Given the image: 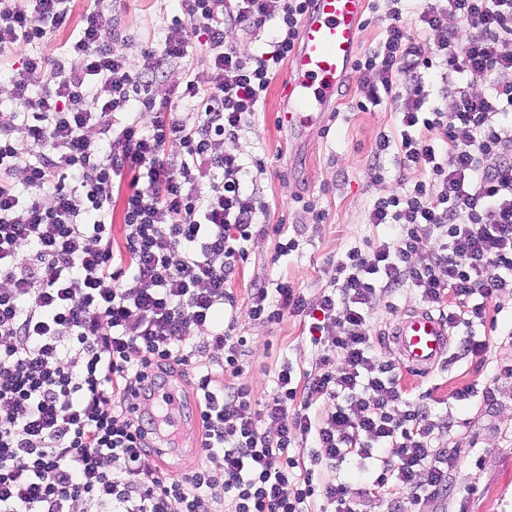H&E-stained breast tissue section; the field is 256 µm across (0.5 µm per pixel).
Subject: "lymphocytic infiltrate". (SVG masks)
Instances as JSON below:
<instances>
[{
	"instance_id": "lymphocytic-infiltrate-1",
	"label": "lymphocytic infiltrate",
	"mask_w": 512,
	"mask_h": 512,
	"mask_svg": "<svg viewBox=\"0 0 512 512\" xmlns=\"http://www.w3.org/2000/svg\"><path fill=\"white\" fill-rule=\"evenodd\" d=\"M180 2L135 72L97 6L49 60L43 48L70 25L72 0H0V57L24 55L16 108L0 113V512H70L86 497L101 512H210L218 497L232 512H312L319 500L360 512L359 499L392 488L419 504L448 482L431 440L449 422L407 398L375 352L370 315L378 294L406 288L462 329L465 353L486 352L475 329L490 298L512 292V0H370L387 25L353 63L368 88L356 107L395 105L396 132L371 162L392 152L418 177L375 200L368 221L387 234L348 248L317 303L284 278L254 284L250 317H312L319 351L312 370L283 363L259 410L248 387L223 381L241 375L249 341L220 313L236 303L228 284L246 242L284 227L258 224L224 139L258 111L312 0ZM268 23L262 54L225 41V26ZM196 42L207 80L156 94L150 74L186 61ZM435 75L455 86L451 110L429 100ZM174 366L193 374L204 451L183 476L155 463L158 416L129 403L147 374ZM350 459L362 463L354 499L345 482L315 476Z\"/></svg>"
}]
</instances>
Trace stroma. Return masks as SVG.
<instances>
[{
    "label": "stroma",
    "mask_w": 512,
    "mask_h": 512,
    "mask_svg": "<svg viewBox=\"0 0 512 512\" xmlns=\"http://www.w3.org/2000/svg\"><path fill=\"white\" fill-rule=\"evenodd\" d=\"M99 5L104 11H116L127 37L116 48L135 70L142 66L144 49L158 40L178 13L176 0H99ZM276 70L261 111L247 120L237 137L224 141L225 151L246 163L247 185L265 204V221L284 224L288 236L298 240L294 251L280 257L277 237H254L247 244V260L240 263L230 284L236 307L224 322L251 340L240 358L239 381L249 386L258 405L268 399L273 373L283 359L308 369L315 365L318 352L301 318L287 315L273 324L249 318L252 285L285 277L308 302H316L327 285L330 261L384 234V226L368 221L375 199L400 180L416 178L391 155L385 158L381 174L371 169V148L381 134L393 132L395 119L391 109L382 106L372 112L355 109V101L366 95L356 72L336 95V115L307 141L302 155H295L278 121L288 62H281ZM305 200L323 212V221L303 210ZM418 305V298L405 290L378 296L371 323L380 357L392 359L388 332L403 313ZM490 305L498 310L497 329L487 335L484 359L462 355L454 344L448 366L426 375L400 376L408 398L428 395L434 414L453 422L452 428L436 433L433 448L459 451L455 467L448 471L447 490L420 502L416 512H512V376L502 371L512 365V293H497ZM470 385L477 390L475 397L462 404L452 399V392ZM486 390L492 391V400L483 399Z\"/></svg>",
    "instance_id": "1"
}]
</instances>
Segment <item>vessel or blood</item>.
<instances>
[{
	"label": "vessel or blood",
	"mask_w": 512,
	"mask_h": 512,
	"mask_svg": "<svg viewBox=\"0 0 512 512\" xmlns=\"http://www.w3.org/2000/svg\"><path fill=\"white\" fill-rule=\"evenodd\" d=\"M368 0H314L304 16L290 61L292 77L279 113L282 128L294 141L306 138L310 128L323 126L336 109V93L353 64ZM403 368L417 375L431 373L446 363L450 336L447 322L427 309L408 311L390 333ZM133 405L173 409L183 404L179 387L146 384Z\"/></svg>",
	"instance_id": "b4317fda"
}]
</instances>
